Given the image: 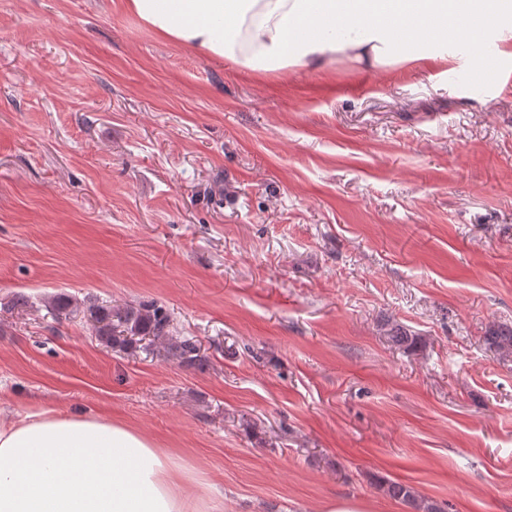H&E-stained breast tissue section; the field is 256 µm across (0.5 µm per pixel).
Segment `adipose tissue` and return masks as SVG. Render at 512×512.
Here are the masks:
<instances>
[{
    "label": "adipose tissue",
    "instance_id": "ef3b65f1",
    "mask_svg": "<svg viewBox=\"0 0 512 512\" xmlns=\"http://www.w3.org/2000/svg\"><path fill=\"white\" fill-rule=\"evenodd\" d=\"M512 0H125L165 40L250 72L484 66L512 58ZM217 486L121 421L49 409L0 416V512H216Z\"/></svg>",
    "mask_w": 512,
    "mask_h": 512
}]
</instances>
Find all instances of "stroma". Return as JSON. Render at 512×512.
Masks as SVG:
<instances>
[{
	"instance_id": "obj_1",
	"label": "stroma",
	"mask_w": 512,
	"mask_h": 512,
	"mask_svg": "<svg viewBox=\"0 0 512 512\" xmlns=\"http://www.w3.org/2000/svg\"><path fill=\"white\" fill-rule=\"evenodd\" d=\"M58 295L161 302L208 366L107 346ZM498 325L512 60L255 77L124 0H0L1 411L117 417L222 512H408L382 480L512 512Z\"/></svg>"
}]
</instances>
